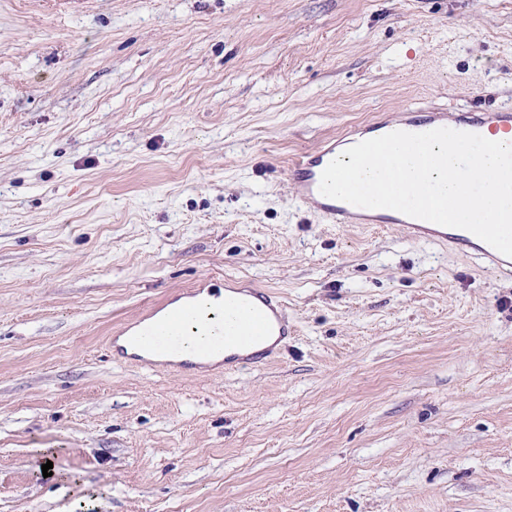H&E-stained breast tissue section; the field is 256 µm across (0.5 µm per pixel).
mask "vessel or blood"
Instances as JSON below:
<instances>
[{
    "mask_svg": "<svg viewBox=\"0 0 512 512\" xmlns=\"http://www.w3.org/2000/svg\"><path fill=\"white\" fill-rule=\"evenodd\" d=\"M485 134L502 129L512 131V102L485 110L445 112L422 108L396 121H380L363 130L362 139L374 138L376 131L397 130L424 133L437 128ZM335 156L331 146H321L292 160L288 176L293 193L307 209L321 214L330 224H398L419 241L436 242L479 259L486 269L512 279V258L489 246L472 233L413 218L391 209H368L332 199L319 191L323 170ZM223 312L193 301L165 313L147 314L126 327L130 341L143 350L138 363L144 367H175L186 376L205 368V360L218 356L225 372L260 368L275 359L281 341L294 334L286 306L275 292L250 282L229 285ZM275 344H268V337Z\"/></svg>",
    "mask_w": 512,
    "mask_h": 512,
    "instance_id": "vessel-or-blood-1",
    "label": "vessel or blood"
}]
</instances>
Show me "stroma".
<instances>
[{
    "instance_id": "35a3bbf8",
    "label": "stroma",
    "mask_w": 512,
    "mask_h": 512,
    "mask_svg": "<svg viewBox=\"0 0 512 512\" xmlns=\"http://www.w3.org/2000/svg\"><path fill=\"white\" fill-rule=\"evenodd\" d=\"M509 93L512 0H0V512H512V280L287 177ZM228 278L287 305L271 363L113 359Z\"/></svg>"
}]
</instances>
